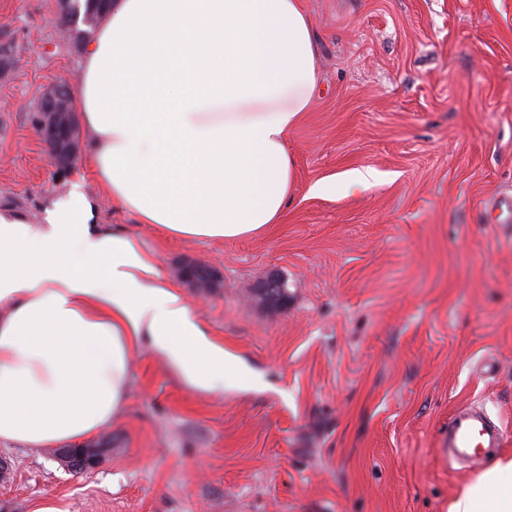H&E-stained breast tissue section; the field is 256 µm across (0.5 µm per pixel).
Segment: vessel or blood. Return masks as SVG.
I'll use <instances>...</instances> for the list:
<instances>
[{"label":"vessel or blood","instance_id":"obj_1","mask_svg":"<svg viewBox=\"0 0 512 512\" xmlns=\"http://www.w3.org/2000/svg\"><path fill=\"white\" fill-rule=\"evenodd\" d=\"M505 427L484 406L462 405L448 419L444 453L449 464H478L504 444Z\"/></svg>","mask_w":512,"mask_h":512}]
</instances>
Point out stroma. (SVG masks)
Segmentation results:
<instances>
[{"mask_svg":"<svg viewBox=\"0 0 512 512\" xmlns=\"http://www.w3.org/2000/svg\"><path fill=\"white\" fill-rule=\"evenodd\" d=\"M320 93L288 135L280 223L233 241L177 239L106 197L98 220L138 240L210 337L247 371L188 386L148 344L107 428L112 449L67 471L49 448L0 444V512H448L475 478L439 450L452 411L483 404L512 456V0H305ZM57 0H0V207L38 221L87 160L49 162L31 104L79 52ZM371 169L364 189L313 194ZM222 269L198 299L188 261ZM285 284L272 307L253 291Z\"/></svg>","mask_w":512,"mask_h":512,"instance_id":"1","label":"stroma"}]
</instances>
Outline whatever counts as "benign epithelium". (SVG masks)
Wrapping results in <instances>:
<instances>
[{"mask_svg": "<svg viewBox=\"0 0 512 512\" xmlns=\"http://www.w3.org/2000/svg\"><path fill=\"white\" fill-rule=\"evenodd\" d=\"M36 112L37 131L51 164L59 170L76 165L81 155L79 117L73 108L70 87L61 81L52 83L40 93ZM182 277L200 294L210 293L222 281V275L215 266L195 262L184 266ZM104 454L99 443L55 449V455L60 461L82 471L95 468Z\"/></svg>", "mask_w": 512, "mask_h": 512, "instance_id": "benign-epithelium-1", "label": "benign epithelium"}]
</instances>
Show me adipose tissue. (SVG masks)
<instances>
[{
    "instance_id": "adipose-tissue-1",
    "label": "adipose tissue",
    "mask_w": 512,
    "mask_h": 512,
    "mask_svg": "<svg viewBox=\"0 0 512 512\" xmlns=\"http://www.w3.org/2000/svg\"><path fill=\"white\" fill-rule=\"evenodd\" d=\"M313 29L304 0H111L73 98L99 192L179 238L278 223L295 177L285 141L318 85ZM144 342L203 391L244 371L139 243L97 222L81 184L38 223L0 208V442L99 434ZM449 512H512V459Z\"/></svg>"
}]
</instances>
